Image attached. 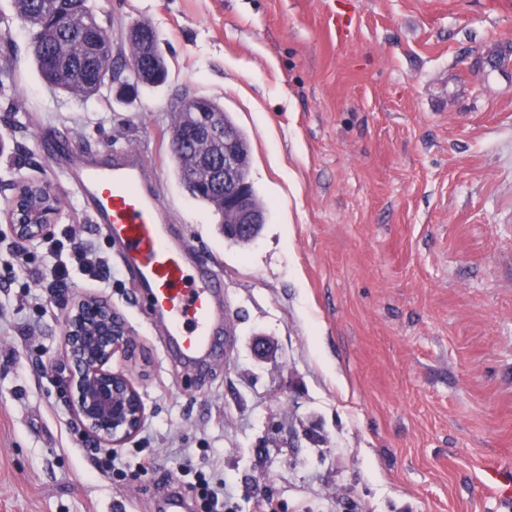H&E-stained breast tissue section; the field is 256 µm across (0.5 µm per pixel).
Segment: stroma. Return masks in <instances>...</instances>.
I'll return each mask as SVG.
<instances>
[{
    "label": "stroma",
    "mask_w": 512,
    "mask_h": 512,
    "mask_svg": "<svg viewBox=\"0 0 512 512\" xmlns=\"http://www.w3.org/2000/svg\"><path fill=\"white\" fill-rule=\"evenodd\" d=\"M130 61L155 29L165 83L82 100L53 92L13 0H0V512H162L200 503L205 464L237 512H498L486 466L512 470V0H90ZM223 105L249 144L267 218L227 241L174 172L181 101ZM65 135L46 161L41 139ZM144 151L195 262L224 277L228 347L207 366L165 353L115 246L63 176L69 154ZM62 197L50 235L94 244L132 333L113 369L145 418L102 470L56 376L66 309L15 262L13 188ZM268 353L256 354L258 344Z\"/></svg>",
    "instance_id": "1"
}]
</instances>
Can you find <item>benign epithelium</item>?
<instances>
[{
  "label": "benign epithelium",
  "mask_w": 512,
  "mask_h": 512,
  "mask_svg": "<svg viewBox=\"0 0 512 512\" xmlns=\"http://www.w3.org/2000/svg\"><path fill=\"white\" fill-rule=\"evenodd\" d=\"M199 99L183 103L196 114L192 136L211 147L223 148V160L209 168L208 179L224 193V236L254 240L266 214L244 175L243 150L237 132L213 127L198 111ZM60 196L49 182H21L15 187L11 209L16 236L32 239L56 223ZM130 331L108 303L85 296L67 313L64 350L67 374L60 378L76 415L92 440L110 448L121 447L134 436L144 418L142 398L131 379L111 367L112 358L128 349Z\"/></svg>",
  "instance_id": "1"
}]
</instances>
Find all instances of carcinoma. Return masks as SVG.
Masks as SVG:
<instances>
[{
	"label": "carcinoma",
	"mask_w": 512,
	"mask_h": 512,
	"mask_svg": "<svg viewBox=\"0 0 512 512\" xmlns=\"http://www.w3.org/2000/svg\"><path fill=\"white\" fill-rule=\"evenodd\" d=\"M16 14L28 24L32 33L33 58L44 80L52 88L76 98H90L101 92L115 61L112 54L95 56L89 49L86 30L95 38H112L97 20L88 0H14ZM143 55L154 61L158 76L146 77L145 82L165 81L167 71L156 44L144 47ZM214 125L222 128L234 124L220 103L204 99ZM204 151L200 144H187L174 153L175 173L186 191L200 204L210 208L219 220H224L219 198L197 190L196 154Z\"/></svg>",
	"instance_id": "obj_1"
}]
</instances>
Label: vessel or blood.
Listing matches in <instances>:
<instances>
[{
    "label": "vessel or blood",
    "mask_w": 512,
    "mask_h": 512,
    "mask_svg": "<svg viewBox=\"0 0 512 512\" xmlns=\"http://www.w3.org/2000/svg\"><path fill=\"white\" fill-rule=\"evenodd\" d=\"M69 179L94 224L118 247L147 313L163 321L169 344L189 360L216 351L230 319L224 278L211 266L190 265L140 152L119 149L104 161H80ZM483 483L500 512H512V472L488 467Z\"/></svg>",
    "instance_id": "obj_1"
}]
</instances>
